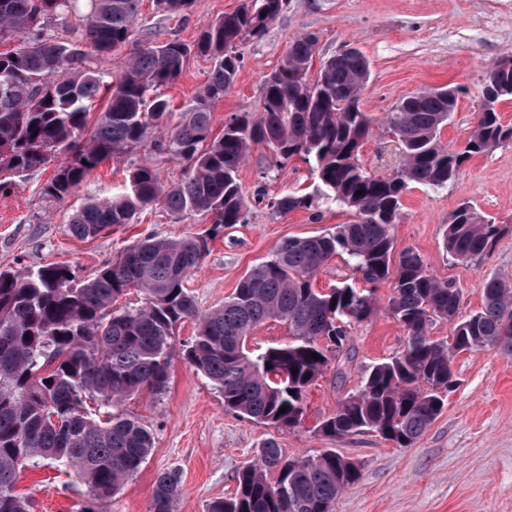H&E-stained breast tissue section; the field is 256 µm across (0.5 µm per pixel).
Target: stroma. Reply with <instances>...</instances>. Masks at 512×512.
<instances>
[{
  "instance_id": "stroma-1",
  "label": "stroma",
  "mask_w": 512,
  "mask_h": 512,
  "mask_svg": "<svg viewBox=\"0 0 512 512\" xmlns=\"http://www.w3.org/2000/svg\"><path fill=\"white\" fill-rule=\"evenodd\" d=\"M243 3L194 0L187 12L170 14L155 0H142L133 37L190 44ZM303 32L318 38L310 77H317L326 58L348 48L369 60L360 107L377 122L360 161L371 174L383 177L392 174L401 155L379 119L417 91L456 89L457 106L441 141L457 150L463 147L481 108L489 67L512 56V0H287L262 38L241 45L244 61L235 82L212 106L213 132H221L229 114L257 110L265 76ZM212 67L210 59L188 58L179 80L165 90L173 105L167 125L179 124L195 106ZM72 160L71 153L59 151L36 170L0 173V271L66 262L86 275L111 264L123 248L146 235L200 234L210 225L209 217L174 216L158 204L133 223L94 238H76L68 225L86 198L122 193L129 170L141 165L155 169L162 183L178 181L185 163L147 141L102 163L71 196H45L42 187L58 165ZM239 180L248 221L225 227L188 283L204 310L223 304L248 269L269 258L284 239L331 233L353 218L333 205L275 213L272 201L315 193L319 181L311 164L299 157L275 167L264 145L253 146ZM402 204L401 218L391 227L395 252L418 254L430 273L451 281L460 292L462 314L481 310L487 279L512 283V142L472 157L446 187L411 185ZM464 205L511 227L483 257L468 262L452 258L443 247L448 220ZM405 340L402 326L377 306L351 330L355 360L345 376L337 377L331 369L320 377L307 391L301 423L292 428L259 424L229 411L208 379L174 355L163 394L133 396L121 406L150 427L154 447L140 470L126 479L109 512H150L154 479L165 469L180 475L178 512H205L208 502L234 492L237 471L256 463L270 440L291 460L332 451L360 467V481L343 491L335 512H512V357L495 349L455 355L456 385L413 447H397L369 431L341 438L322 432L321 423L335 413L340 399L359 389L364 369L400 353ZM16 490L29 500L31 512H80L86 494L75 476L47 466L22 469Z\"/></svg>"
}]
</instances>
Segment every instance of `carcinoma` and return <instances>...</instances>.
<instances>
[{"mask_svg": "<svg viewBox=\"0 0 512 512\" xmlns=\"http://www.w3.org/2000/svg\"><path fill=\"white\" fill-rule=\"evenodd\" d=\"M77 2L0 0V42H19L0 52V169L28 172L66 149L74 162L58 167L43 186L45 195L63 199L102 161L158 133L156 149L187 163L181 180L164 187L156 170L136 167L121 195L88 200L71 218L69 232L95 237L159 202L174 215L208 216L211 225L202 234L145 237L88 276L63 262L0 271V512H29L28 500L16 492L18 476L44 462L86 486L84 512H104L153 448L150 428L114 407L133 394L166 390L178 350L174 331L187 319L197 322V331L178 351L220 391L224 407L291 428L303 419L307 390L331 365L345 375L352 362L349 329L373 313L375 286L392 282L387 312L406 331V345L366 367L360 390L340 401L321 430L338 438L370 430L400 448L413 446L432 425L454 382L448 344L429 334L433 322L453 326L457 352L489 347L512 356V283L488 279L482 309L464 318L455 285L430 274L410 251L394 256L391 236L409 184L442 188L471 157L512 142V126L502 124L497 110L477 113L463 149L456 150L440 140L457 105L454 90L423 89L403 99L385 117L402 164L392 176L376 178L359 161L373 123L359 107L368 61L358 50L331 56L312 83L307 74L317 37L305 32L265 78L261 110L232 114L213 138L210 101L234 84L242 41L263 36L286 0H245L191 45L148 46L132 44L140 0H86L81 41L100 54L130 48L119 77L109 83L107 107L91 124V103L104 77L84 69L81 50L43 28V20L69 14ZM193 53L214 60V67L196 107L168 128L163 88L179 79ZM255 143L268 145L277 162L305 156L320 182L316 198L289 194L270 206L280 213L309 210L318 198L350 208L355 220L334 233L284 240L224 304L202 311L187 278L224 226L247 223L239 170ZM503 231L462 206L448 222L444 247L459 261H474ZM336 255L345 256L352 280L316 290V273ZM130 289L142 291L145 304L115 308ZM272 319L288 324L291 337L249 350L250 332ZM273 472L271 483L267 474ZM360 478L358 466L332 451L286 460L269 441L260 462L235 476V493L210 501L206 512H334L344 489ZM179 487L176 471L159 472L151 512H176Z\"/></svg>", "mask_w": 512, "mask_h": 512, "instance_id": "carcinoma-1", "label": "carcinoma"}]
</instances>
